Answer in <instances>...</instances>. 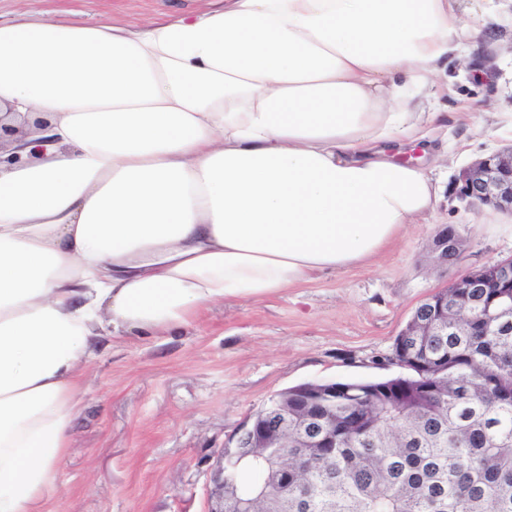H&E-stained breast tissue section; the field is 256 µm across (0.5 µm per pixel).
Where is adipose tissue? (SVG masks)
<instances>
[{
    "label": "adipose tissue",
    "mask_w": 512,
    "mask_h": 512,
    "mask_svg": "<svg viewBox=\"0 0 512 512\" xmlns=\"http://www.w3.org/2000/svg\"><path fill=\"white\" fill-rule=\"evenodd\" d=\"M460 0H224L146 25L0 22V512H43L102 339L367 265L442 197L398 161Z\"/></svg>",
    "instance_id": "1"
}]
</instances>
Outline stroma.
<instances>
[{
    "label": "stroma",
    "instance_id": "1",
    "mask_svg": "<svg viewBox=\"0 0 512 512\" xmlns=\"http://www.w3.org/2000/svg\"><path fill=\"white\" fill-rule=\"evenodd\" d=\"M216 0H0L74 25L102 18L146 23L191 14ZM490 20L487 36L464 35L448 65L452 90L420 111L441 112L428 142L443 200L427 223L368 267L324 274L259 301L210 305L173 336L103 347L84 375L86 397L48 512H209L221 494L224 445L275 394L307 382L390 376V354L415 308L452 278L512 257V216L459 200L461 171L512 145V0H464ZM463 241L449 267L432 264L435 237Z\"/></svg>",
    "mask_w": 512,
    "mask_h": 512
}]
</instances>
